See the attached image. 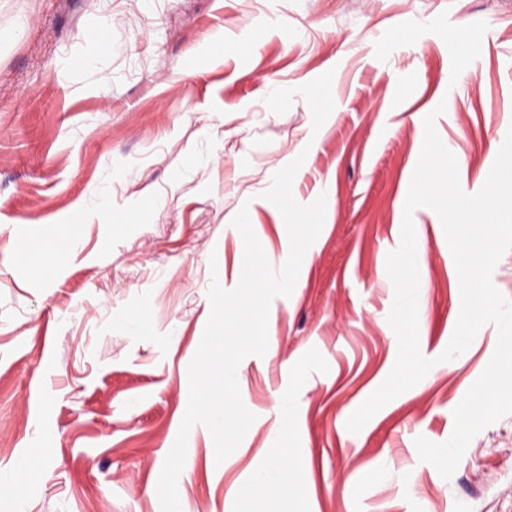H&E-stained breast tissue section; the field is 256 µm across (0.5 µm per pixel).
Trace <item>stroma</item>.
Masks as SVG:
<instances>
[{"instance_id":"1","label":"stroma","mask_w":512,"mask_h":512,"mask_svg":"<svg viewBox=\"0 0 512 512\" xmlns=\"http://www.w3.org/2000/svg\"><path fill=\"white\" fill-rule=\"evenodd\" d=\"M101 25L105 53L87 38ZM451 27L464 49H451ZM315 83L330 98L301 93ZM443 100L435 127L472 194L512 127V0H0V512H161L207 291L235 286L231 220L248 206L279 263L284 227L261 194L301 153L292 190L302 204L326 195L323 231L292 295L271 303L265 355L238 367L256 416L238 454L216 462L208 430L191 429L182 512H287L238 496L282 437L285 396L310 512H512V414L448 479L414 445L451 436L495 325L452 369L434 366L346 429L397 356L386 258L423 119ZM413 221L419 345L434 358L459 282L438 216L422 207ZM73 224L79 242L47 257L52 273L20 259L19 239ZM27 456L38 476L11 490Z\"/></svg>"}]
</instances>
